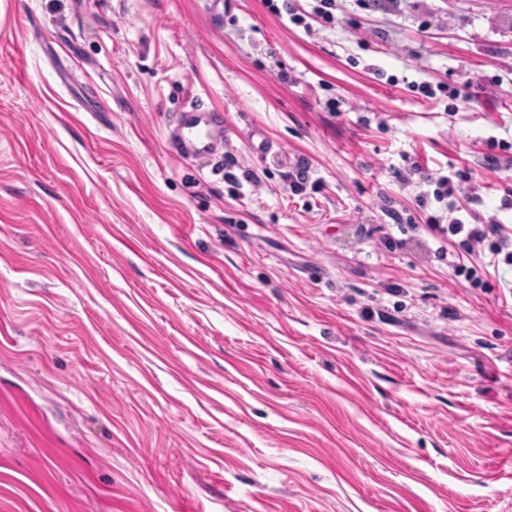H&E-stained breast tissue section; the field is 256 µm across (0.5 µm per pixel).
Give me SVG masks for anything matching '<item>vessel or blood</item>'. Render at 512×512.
<instances>
[{
  "label": "vessel or blood",
  "instance_id": "b4317fda",
  "mask_svg": "<svg viewBox=\"0 0 512 512\" xmlns=\"http://www.w3.org/2000/svg\"><path fill=\"white\" fill-rule=\"evenodd\" d=\"M224 117L193 102L176 112L167 127V142L185 158L210 161L224 149Z\"/></svg>",
  "mask_w": 512,
  "mask_h": 512
}]
</instances>
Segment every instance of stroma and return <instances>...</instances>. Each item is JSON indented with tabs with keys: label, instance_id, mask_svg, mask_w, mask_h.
Wrapping results in <instances>:
<instances>
[{
	"label": "stroma",
	"instance_id": "obj_1",
	"mask_svg": "<svg viewBox=\"0 0 512 512\" xmlns=\"http://www.w3.org/2000/svg\"><path fill=\"white\" fill-rule=\"evenodd\" d=\"M195 100L227 161L169 149ZM494 141L512 0H336L311 34L266 0H0V512H512V267L473 287L383 211L463 170L458 218L512 226Z\"/></svg>",
	"mask_w": 512,
	"mask_h": 512
}]
</instances>
